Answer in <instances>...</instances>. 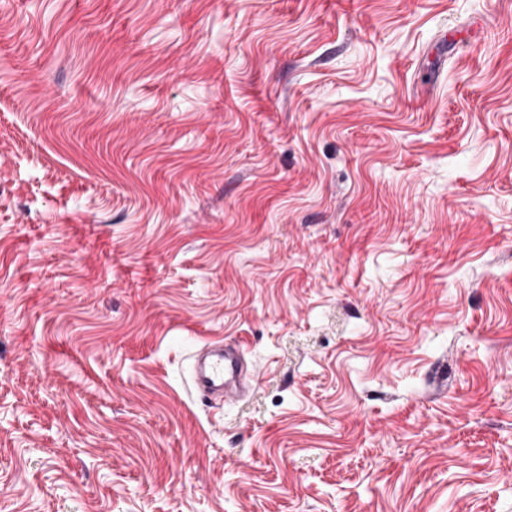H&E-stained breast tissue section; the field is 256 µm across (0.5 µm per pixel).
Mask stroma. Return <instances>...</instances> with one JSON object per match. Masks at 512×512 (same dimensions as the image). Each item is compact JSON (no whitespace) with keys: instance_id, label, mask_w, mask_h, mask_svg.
Wrapping results in <instances>:
<instances>
[{"instance_id":"35a3bbf8","label":"stroma","mask_w":512,"mask_h":512,"mask_svg":"<svg viewBox=\"0 0 512 512\" xmlns=\"http://www.w3.org/2000/svg\"><path fill=\"white\" fill-rule=\"evenodd\" d=\"M0 512H512V0H0ZM245 353L238 344L210 343L190 356V384L193 391L211 406L212 401L240 399L254 388L255 378L245 383Z\"/></svg>"}]
</instances>
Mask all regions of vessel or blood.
Returning <instances> with one entry per match:
<instances>
[{"instance_id": "b4317fda", "label": "vessel or blood", "mask_w": 512, "mask_h": 512, "mask_svg": "<svg viewBox=\"0 0 512 512\" xmlns=\"http://www.w3.org/2000/svg\"><path fill=\"white\" fill-rule=\"evenodd\" d=\"M245 353L239 344L210 343L190 356V384L201 401L239 399L250 393L245 383Z\"/></svg>"}]
</instances>
